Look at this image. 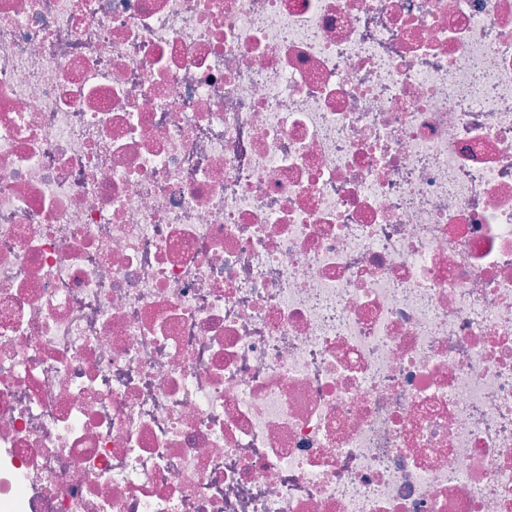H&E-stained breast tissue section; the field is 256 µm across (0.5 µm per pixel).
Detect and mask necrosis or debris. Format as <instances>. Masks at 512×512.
<instances>
[{
  "label": "necrosis or debris",
  "instance_id": "4bbe7bcc",
  "mask_svg": "<svg viewBox=\"0 0 512 512\" xmlns=\"http://www.w3.org/2000/svg\"><path fill=\"white\" fill-rule=\"evenodd\" d=\"M0 512H512V0H0Z\"/></svg>",
  "mask_w": 512,
  "mask_h": 512
}]
</instances>
